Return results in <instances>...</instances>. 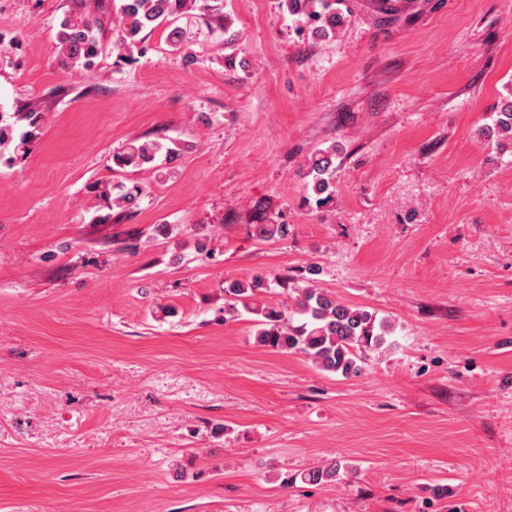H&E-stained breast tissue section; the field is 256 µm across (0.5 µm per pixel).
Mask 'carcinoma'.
<instances>
[{
  "label": "carcinoma",
  "instance_id": "obj_1",
  "mask_svg": "<svg viewBox=\"0 0 512 512\" xmlns=\"http://www.w3.org/2000/svg\"><path fill=\"white\" fill-rule=\"evenodd\" d=\"M118 25L114 48L117 62L128 63L134 54L145 51L146 31L170 23L193 8L197 0H119ZM289 15L304 22L313 35L328 37L345 21L340 8L343 0H284ZM102 24L93 17L86 0H78V8L60 23L57 32L58 54L62 60L84 71H90L102 51ZM41 116L37 112L0 113V147H12L13 158L25 155L35 137ZM26 122L30 130L15 138L16 125ZM488 139L506 134L512 140V93L497 112L494 124L483 128ZM163 145L156 140L130 143L113 157L121 170L142 168L152 164ZM336 149L323 150L310 159L306 177L316 196V203L325 204L333 195L331 182ZM99 196L121 207L139 206L147 187L122 180L95 185ZM255 236L261 241L281 240L290 232L287 224H256ZM270 290V281L256 275L247 281H233L224 287V314L234 318L243 313L256 316L255 342L283 353H299L317 369L345 378L361 372V361L370 350L393 345L390 337L394 326L385 318L366 309L344 303L328 292L314 287L297 291L293 302L270 307L260 295ZM339 467L329 463L305 472L301 479L311 484L336 481Z\"/></svg>",
  "mask_w": 512,
  "mask_h": 512
}]
</instances>
